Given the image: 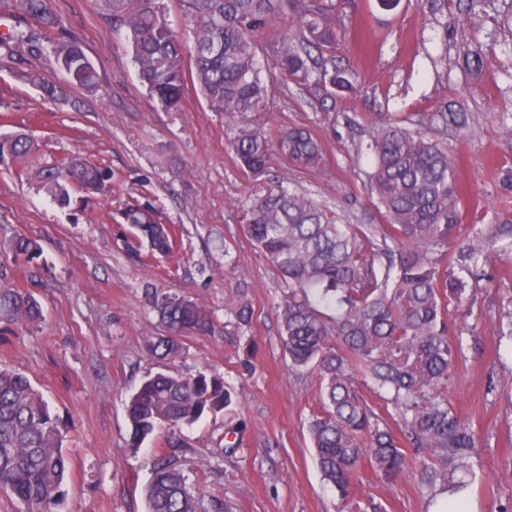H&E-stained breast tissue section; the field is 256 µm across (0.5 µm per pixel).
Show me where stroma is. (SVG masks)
<instances>
[{
	"mask_svg": "<svg viewBox=\"0 0 512 512\" xmlns=\"http://www.w3.org/2000/svg\"><path fill=\"white\" fill-rule=\"evenodd\" d=\"M49 5L81 41L99 85L49 102L23 76L36 71L64 82L53 58L0 56V136L23 133L33 142L21 161L0 162V285L30 289L44 314L41 324L0 330V367L23 372L59 418L70 462L62 512H147L152 460L168 449V433L131 450L126 402L148 374L199 370L222 376L234 395L230 409L181 427L170 449L206 499L230 512H344L308 434L321 409L315 374L289 365L274 310L279 273L241 221L238 203L256 182L227 146L223 116L194 86L179 111L163 108L140 83L126 31L113 26L102 0ZM333 5L332 54L353 73V89H335L327 70L284 80L277 48L297 33L287 21L257 37L266 131L305 127L323 148L322 163L311 169L273 156L270 176H287L345 223L386 224L367 189L373 158L358 146L381 117L413 128L446 107L469 117L467 129L438 135L459 173L465 229L512 224V138L501 121L512 114V0H487L476 25L467 22L469 0H448L439 13L431 0H400L390 10L379 0ZM466 42L481 47L480 69L463 64L458 48ZM78 153L112 170L108 191L64 205L29 180L30 171ZM147 201L160 223L175 225L176 255L148 260L128 250L123 213ZM19 236L40 239L42 256L30 264L14 258L8 245ZM468 283V298L448 307L465 351L448 400L478 438L471 499L478 512H498L512 503V394L489 392L488 380L512 375V341L497 325L512 296V253L474 267ZM147 288L202 302L214 314L215 333L187 335L179 356L157 359L146 348L159 332ZM241 295L253 311L249 353L222 329L225 304ZM231 428L238 431L234 451L225 437ZM354 492L374 496L387 512L429 510L428 494L410 473L386 483L362 467Z\"/></svg>",
	"mask_w": 512,
	"mask_h": 512,
	"instance_id": "stroma-1",
	"label": "stroma"
}]
</instances>
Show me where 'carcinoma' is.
<instances>
[{"mask_svg":"<svg viewBox=\"0 0 512 512\" xmlns=\"http://www.w3.org/2000/svg\"><path fill=\"white\" fill-rule=\"evenodd\" d=\"M103 2L113 22L128 31L149 93L166 109L177 110L187 84L198 85L210 108L224 115L228 144L240 166L260 180L242 204L243 220L250 240L281 276L276 314L292 368L316 372L321 410L312 415L308 432L323 480L346 501L347 512H386L374 497L352 494L364 463L387 483L416 470L429 491L468 488L476 434L448 403V378L464 355L462 344L448 339L453 332L448 305L463 300L466 283L442 267V260L450 242L465 262L512 249V225L498 224L482 235L478 253L464 236L458 174L448 149L430 131L448 127L450 118L463 127L465 118L432 112L417 129L390 119L374 130L364 150L374 158L370 188L388 223L356 230L307 194L288 189L285 179L267 177L274 154L298 168L317 166L322 150L312 133L288 127L272 137L251 120L262 111L265 95L256 33L278 19L297 24L302 39L282 42L275 68L286 79L309 77L314 57L336 45L326 0H181L189 37L167 21L161 0ZM13 12L35 26H17L1 37L4 55H49L65 75L63 84L34 71L24 75L44 99H63L69 88L97 87V71L82 44L64 31L48 0H13ZM31 146L24 134L1 137L0 159H21ZM34 179L68 201L71 190L87 198L110 187L112 170L74 157L37 170ZM123 218L152 252L169 255L177 248L175 229L158 223L151 205L132 206ZM378 237L384 244L378 257H370L364 243ZM11 249L29 261L42 254L39 240L28 237L15 239ZM145 294L164 331L148 343L159 359L180 354L186 335L214 328L212 313L193 299L156 288ZM224 315L240 330L249 326L253 312L241 298L225 307ZM42 317L33 294L0 288L1 320L37 323ZM360 380L396 412L402 436L371 408ZM232 403V391L216 374H149L126 403L129 447L136 450L162 427L191 424ZM62 444L58 419L44 395L23 373L0 368V492L17 502L19 512H59L68 468ZM153 470L147 512H203L200 488L166 453L156 455Z\"/></svg>","mask_w":512,"mask_h":512,"instance_id":"obj_1","label":"carcinoma"}]
</instances>
